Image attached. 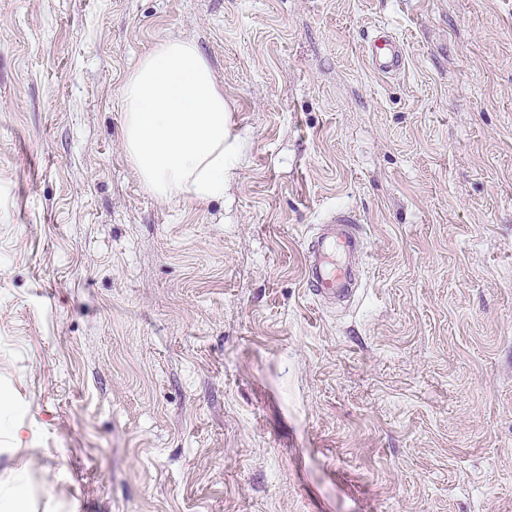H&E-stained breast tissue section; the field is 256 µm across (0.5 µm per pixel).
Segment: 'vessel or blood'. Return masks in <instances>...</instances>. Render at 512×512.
I'll list each match as a JSON object with an SVG mask.
<instances>
[{
    "mask_svg": "<svg viewBox=\"0 0 512 512\" xmlns=\"http://www.w3.org/2000/svg\"><path fill=\"white\" fill-rule=\"evenodd\" d=\"M366 52L372 69L379 74H396L405 65L399 40L386 33L372 36L366 44ZM359 222L355 212L333 213L308 244L307 282L322 301L344 298L355 289L353 263L365 249Z\"/></svg>",
    "mask_w": 512,
    "mask_h": 512,
    "instance_id": "1",
    "label": "vessel or blood"
}]
</instances>
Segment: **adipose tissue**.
<instances>
[{"label":"adipose tissue","mask_w":512,"mask_h":512,"mask_svg":"<svg viewBox=\"0 0 512 512\" xmlns=\"http://www.w3.org/2000/svg\"><path fill=\"white\" fill-rule=\"evenodd\" d=\"M123 148L145 187L163 200L222 199L234 150L224 92L195 43L155 45L121 88Z\"/></svg>","instance_id":"1"}]
</instances>
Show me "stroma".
I'll return each instance as SVG.
<instances>
[{"mask_svg": "<svg viewBox=\"0 0 512 512\" xmlns=\"http://www.w3.org/2000/svg\"><path fill=\"white\" fill-rule=\"evenodd\" d=\"M169 38L224 88L219 201L122 149ZM0 393V512H512V0H0ZM366 52L372 69L381 75H393L404 68L405 57L396 36L378 31L367 42ZM358 224L361 220L355 212H334L308 244L307 282L321 301H336L355 290L353 261L365 249Z\"/></svg>", "mask_w": 512, "mask_h": 512, "instance_id": "1", "label": "stroma"}]
</instances>
